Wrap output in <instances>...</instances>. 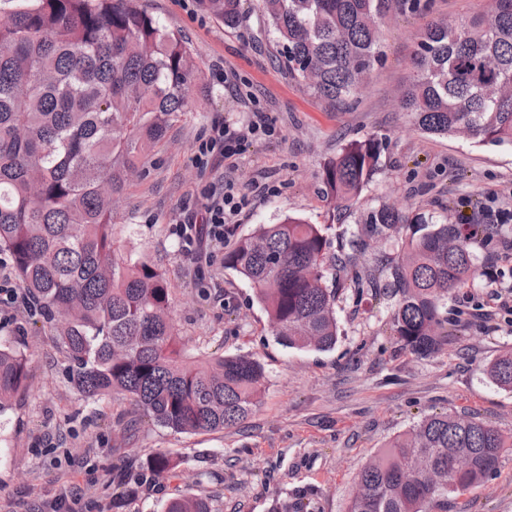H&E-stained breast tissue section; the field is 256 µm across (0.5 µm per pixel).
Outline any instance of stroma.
Returning <instances> with one entry per match:
<instances>
[{
  "mask_svg": "<svg viewBox=\"0 0 512 512\" xmlns=\"http://www.w3.org/2000/svg\"><path fill=\"white\" fill-rule=\"evenodd\" d=\"M176 32L201 71L191 111L176 118L114 204V238L122 250L149 258L174 290V331L188 354L224 350L259 361L265 381L244 424L220 432L179 434L137 418L128 398L81 397L68 362L40 316L23 304H0V341L24 351L29 379L0 413V512H164L175 494L192 492L209 512H268L273 498L307 503V512H346L358 472L423 416L465 413L512 436V392L484 373L512 348V312L496 293L512 286V145L472 143L419 131L400 97L413 78L412 56L433 20L484 12L488 0H420L393 14L381 36L382 58L349 107L332 106L289 79L275 59L256 0H245L236 28L200 10L196 0H136ZM271 117L273 132L251 138L235 168L197 169L192 153L214 121L245 129L249 113ZM375 138L378 171L355 214L333 217L322 170L349 143ZM230 179L247 204L232 237L288 216L324 227L330 253L357 228L359 213L387 203L434 221L497 224L471 246L476 285L448 297V319L465 323L429 358L403 349L391 332L387 300L357 286L355 269L374 265L377 248L338 271L340 337L333 350L278 344L253 286L215 260L196 274L173 226L205 186ZM266 186L256 195L254 185ZM221 291L212 289V282ZM176 467L147 482L135 500L114 508L117 469L157 454ZM451 512H512V446L493 474L452 498Z\"/></svg>",
  "mask_w": 512,
  "mask_h": 512,
  "instance_id": "1",
  "label": "stroma"
}]
</instances>
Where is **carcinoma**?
Wrapping results in <instances>:
<instances>
[{
    "mask_svg": "<svg viewBox=\"0 0 512 512\" xmlns=\"http://www.w3.org/2000/svg\"><path fill=\"white\" fill-rule=\"evenodd\" d=\"M288 78L330 104L356 97L380 61L381 30L398 0H258ZM236 26L242 0H201ZM414 78L401 107L430 135L465 134L476 143H512V0H490L486 14L431 22L412 59ZM200 76L189 48L142 12L135 0H23L0 22V252L36 303L86 399L114 393L176 433L230 429L256 405L264 368L242 355L193 357L171 325L172 289L152 262L114 243V198L170 122L188 111ZM373 139L344 147L322 172L332 212L352 211L376 170ZM348 240L352 260L366 240L391 246L356 280L383 281L392 331L420 358L464 330L451 324L448 293L476 279L471 243L484 224L435 223L383 204L361 215ZM410 233H405L407 226ZM329 242L296 217L259 224L224 253V267L257 290L276 340L326 352L338 341L337 289L325 284ZM512 391V349L487 367ZM27 358L0 344V408L23 391ZM507 438L472 416L435 413L395 437L357 475L347 512H448V498L496 469ZM471 468L455 474V458ZM173 469L153 456L117 473L137 493L148 477ZM165 512H208L187 492Z\"/></svg>",
    "mask_w": 512,
    "mask_h": 512,
    "instance_id": "1",
    "label": "carcinoma"
}]
</instances>
